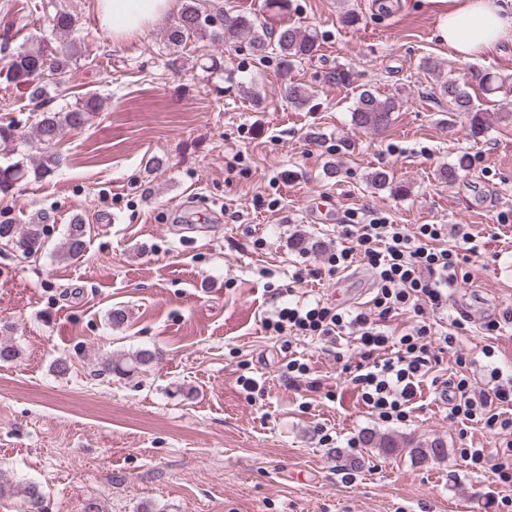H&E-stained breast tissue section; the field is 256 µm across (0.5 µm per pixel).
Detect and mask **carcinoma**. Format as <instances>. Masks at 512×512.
Listing matches in <instances>:
<instances>
[{"label":"carcinoma","mask_w":512,"mask_h":512,"mask_svg":"<svg viewBox=\"0 0 512 512\" xmlns=\"http://www.w3.org/2000/svg\"><path fill=\"white\" fill-rule=\"evenodd\" d=\"M213 16L219 18V25L211 24L209 18ZM49 24L53 32L70 37L75 32L76 19L70 14L57 12L49 19ZM166 39L174 54L188 41L204 39L232 47L243 45L260 59L266 58L274 50L280 60L279 78L284 98L296 108H302L310 102L312 91L292 81L291 71L295 65L315 55L318 51V37L300 26L285 23L277 30L269 31L250 15L224 11L212 15L207 12L202 0H187L177 19L168 28ZM76 55L77 49L73 42L59 49L49 40L38 39L11 56L8 63L9 75L16 86H23L30 91L31 98L41 99L46 92L42 81L66 73ZM440 96L448 100V111L471 115L473 133L479 134L486 127L483 110L474 103L466 86L455 81H445L440 85ZM401 105L402 99L395 95L380 97L369 89H363L352 110V122L355 127L366 131H382L391 123L392 114ZM96 108V98L90 96L64 110L42 113L35 129L36 143L42 148L36 164L29 168L24 162L16 161L0 166V193L9 192L31 175L44 178L60 169L65 158L53 151V146L65 130L84 127ZM48 221L49 216L41 213L28 224H0V241L12 245L24 255L34 254L43 246ZM86 234V224L81 218H74L58 246L59 255L72 258L84 252ZM155 358V353L139 350L110 361L108 369L126 375L152 363ZM17 494L24 502L25 512H35L36 506L43 500L39 486L33 482L22 484Z\"/></svg>","instance_id":"cac0c4a2"}]
</instances>
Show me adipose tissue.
Here are the masks:
<instances>
[{
    "label": "adipose tissue",
    "mask_w": 512,
    "mask_h": 512,
    "mask_svg": "<svg viewBox=\"0 0 512 512\" xmlns=\"http://www.w3.org/2000/svg\"><path fill=\"white\" fill-rule=\"evenodd\" d=\"M443 38L452 55L473 61L512 39V0H441ZM101 24L114 41L127 39L161 23L175 0H97Z\"/></svg>",
    "instance_id": "obj_1"
}]
</instances>
